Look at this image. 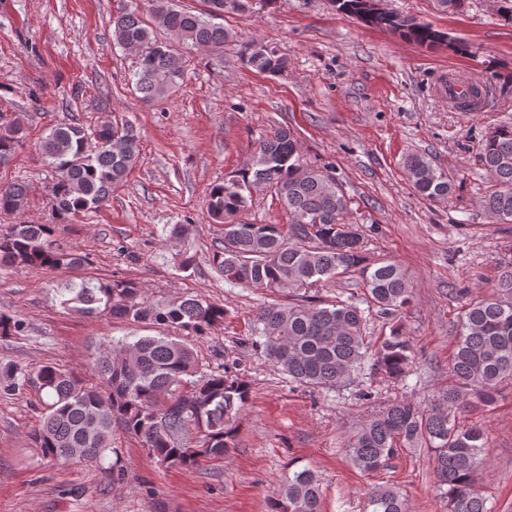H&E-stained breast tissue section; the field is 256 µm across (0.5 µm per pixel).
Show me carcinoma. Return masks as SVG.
<instances>
[{"mask_svg": "<svg viewBox=\"0 0 512 512\" xmlns=\"http://www.w3.org/2000/svg\"><path fill=\"white\" fill-rule=\"evenodd\" d=\"M201 13L179 7L177 0H148L151 20L126 4L112 16L117 43L136 59L134 90L148 103L162 102L179 87L187 69V51L224 48L227 34L218 20L226 14L254 13L272 0H206ZM337 11L388 29L429 49L448 45L460 53L465 43L413 17L391 12L369 15L362 0H331ZM437 9L462 15L471 0H436ZM162 29L171 41L160 42ZM247 65L277 75L288 67L278 49L252 39L245 47ZM25 121L19 112H0V168L23 146ZM140 136L127 120H106L88 129L74 116L50 129L40 143L48 161L47 190L55 221L13 224L0 230V268L74 269L86 257L55 243L58 226L109 201L129 171L140 161ZM479 159L495 188L482 200L484 210L503 224L512 223V125H499L483 138ZM404 168L414 192L426 199L452 192L448 179L424 155L412 153ZM267 192L283 208L285 224L248 220L255 194ZM28 196L24 182L0 180V213L23 212ZM353 198L336 183L328 167L304 159L299 139L280 127L262 137L242 169L213 185L207 209L221 226V246L211 264L224 281L255 291L275 293L309 290L347 275L357 276L363 297L322 298L302 295L288 303L277 300L260 308L250 327V340L288 379L306 388H333L370 369L387 382L406 384L414 359L410 338L395 322L390 336L376 344L367 335L372 311L399 318L413 297L407 272L390 260H372L364 236L347 222ZM63 304L86 314H104L165 330L132 343L97 350L93 385L58 365L32 369L0 362L7 390L32 387L42 414L29 433L32 447L55 463L95 464L112 474L118 454L112 431L118 427L141 439L147 456L161 465L191 469L202 462L222 461L236 447L237 418L251 399L245 379L218 366L201 371L190 341L224 324V305L195 296L151 300L140 283L124 278H90L69 289ZM462 299L448 363L450 382L422 406L394 399L364 421L350 437L346 453L364 472L386 469L403 447L424 448L431 460L435 489L448 512H492L478 485L487 463L489 438L465 413L492 407L512 386V263L492 292L473 296L455 289ZM365 303L367 308L360 307ZM23 324L0 310V339L17 336ZM320 477L305 468L292 472L271 501L270 512H323ZM365 512H411L401 492L377 485L366 493Z\"/></svg>", "mask_w": 512, "mask_h": 512, "instance_id": "1", "label": "carcinoma"}]
</instances>
